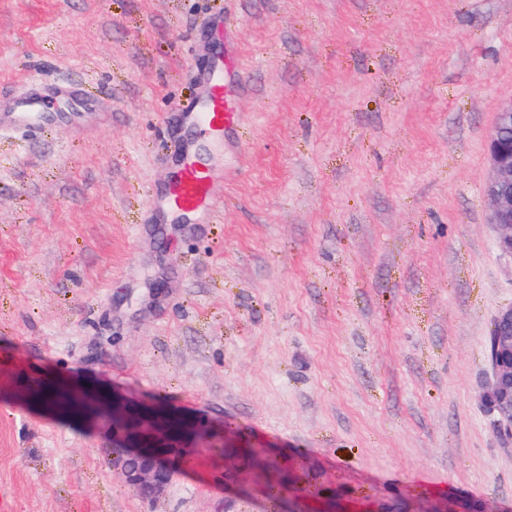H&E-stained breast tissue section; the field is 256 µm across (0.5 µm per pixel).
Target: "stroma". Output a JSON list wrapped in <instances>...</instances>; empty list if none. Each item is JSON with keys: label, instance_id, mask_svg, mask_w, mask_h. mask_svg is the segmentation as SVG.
Instances as JSON below:
<instances>
[{"label": "stroma", "instance_id": "1", "mask_svg": "<svg viewBox=\"0 0 512 512\" xmlns=\"http://www.w3.org/2000/svg\"><path fill=\"white\" fill-rule=\"evenodd\" d=\"M244 125L216 220L161 196L214 34ZM0 512H512L482 401L512 304L484 184L512 0H0ZM159 400L222 432L145 501L112 438L35 386ZM11 112L0 113L1 131H19L21 129H30L41 124L51 111L49 100L45 97L26 93L24 96L17 97L9 103Z\"/></svg>", "mask_w": 512, "mask_h": 512}]
</instances>
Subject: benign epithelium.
Masks as SVG:
<instances>
[{"instance_id": "obj_1", "label": "benign epithelium", "mask_w": 512, "mask_h": 512, "mask_svg": "<svg viewBox=\"0 0 512 512\" xmlns=\"http://www.w3.org/2000/svg\"><path fill=\"white\" fill-rule=\"evenodd\" d=\"M490 174L484 187L490 223L499 235L496 248L512 257V102L495 115L489 139ZM492 378L485 403L496 433L512 444V305L494 317L488 344ZM112 400V459L126 483L143 499L153 500L172 483L178 463L193 449L204 425L158 403L133 402L121 395L80 397V410Z\"/></svg>"}]
</instances>
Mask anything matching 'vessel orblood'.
I'll use <instances>...</instances> for the list:
<instances>
[{"instance_id":"obj_1","label":"vessel or blood","mask_w":512,"mask_h":512,"mask_svg":"<svg viewBox=\"0 0 512 512\" xmlns=\"http://www.w3.org/2000/svg\"><path fill=\"white\" fill-rule=\"evenodd\" d=\"M203 80L209 88L208 96L202 102L190 103L186 110L197 129L219 144L240 126L237 100L248 93L249 86L241 69L232 63L221 69L204 71ZM50 110L45 97L25 94L10 102L8 111L0 113V129L16 132L36 127ZM166 202L174 213L213 216L218 210L220 197L210 168L198 164L194 158H185L179 167V180L167 193Z\"/></svg>"}]
</instances>
